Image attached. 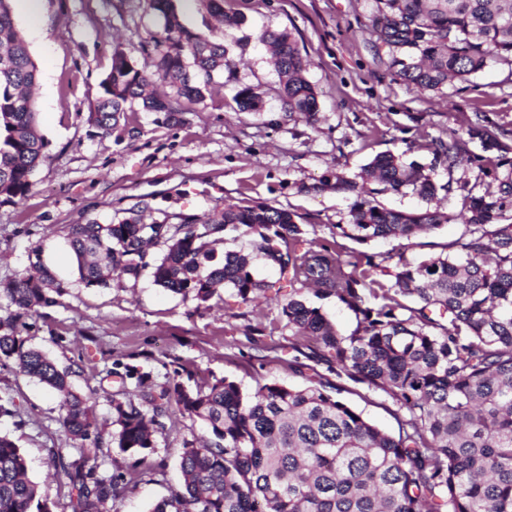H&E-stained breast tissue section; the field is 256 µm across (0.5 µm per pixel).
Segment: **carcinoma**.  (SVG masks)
<instances>
[{"label":"carcinoma","instance_id":"cac0c4a2","mask_svg":"<svg viewBox=\"0 0 512 512\" xmlns=\"http://www.w3.org/2000/svg\"><path fill=\"white\" fill-rule=\"evenodd\" d=\"M148 2L162 23L154 38L156 73L172 93L150 91V79L115 49L103 96L88 118L105 136L121 130L127 103L139 100L144 111L176 121L187 105L206 99L215 76L232 71L223 41L186 27L173 0ZM197 2L226 27L244 25L243 17L224 11V0ZM374 2L377 39L391 49L397 75L419 90L465 80L494 60L512 63V0ZM260 41L275 59L288 116L314 117L318 95L302 76L291 33L266 31ZM37 76L10 0H0V203L24 201L45 158L31 94ZM234 100L241 112L262 107L249 86L239 87ZM468 135L497 156L466 155L452 136L421 145L448 170L462 171L461 217L473 236L464 259L412 264L400 254L390 272L365 252L345 257L337 242L307 241L295 214L266 203L182 214L177 224H146L136 212L117 223L71 226L67 244L85 286L138 279L148 250L161 245L154 283L200 303L226 286L245 302L276 287L254 279L247 254L228 251L216 260L224 231L248 228L255 251L291 288L282 316L294 336L315 342L336 377L381 390L404 411L392 437L316 386L272 381L245 394L223 377L195 386L170 378L156 383L152 373L128 367L135 390L123 385L108 397L120 452L154 450L173 409L212 435L184 441L180 485L148 512H512V147L485 125L469 127ZM474 164L493 183L469 181ZM359 178L336 175V189L356 194L350 223L336 225L337 235L359 243L408 240L442 223L444 216L429 208L394 210L369 199L372 182L434 198L437 186L421 164L380 154ZM481 185L484 191L474 193ZM504 218L509 222L500 223ZM34 256L25 273L0 283V297L13 307L0 318V360H14L20 374L58 392L61 427L78 442L54 452L68 512H113L127 484L112 472L88 399L72 389L68 371L22 337L36 308L59 304L67 288L41 252ZM302 288L336 297L355 313L356 329L340 335L320 308L299 298ZM0 512H51L20 448L6 436H0Z\"/></svg>","mask_w":512,"mask_h":512}]
</instances>
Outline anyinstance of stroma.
Here are the masks:
<instances>
[{"mask_svg":"<svg viewBox=\"0 0 512 512\" xmlns=\"http://www.w3.org/2000/svg\"><path fill=\"white\" fill-rule=\"evenodd\" d=\"M175 5L185 26L223 37L235 66L216 77L206 101L189 105L178 121L165 122L140 102L129 104L119 138L102 136L88 115L103 95L114 50L145 74L156 71L152 38L162 23L145 0H41L37 33L14 8V23L38 69L34 99L46 159L22 204H0V281L24 273L34 251L66 248L71 225L117 222L139 208L152 222L227 203L264 202L296 213L307 239L331 238L337 225L348 223L355 196L327 185V178L355 177L386 152L428 167L439 190L426 202L377 183L374 199L396 210L436 209L449 219L408 240L361 244L346 238V252L374 255L388 268L399 252L411 262L464 255L470 237L459 219L460 174L421 145L452 135L467 154L481 155L468 127L483 120L505 131L512 145V64L494 62L468 81L420 91L391 68L389 49L372 29L373 0H224L226 12L244 15L239 28L224 27L196 0ZM284 29L292 32L307 63L304 77L318 93L319 110L310 122L283 110L278 74L259 41L263 31ZM243 84L261 97L263 111H239L234 95ZM67 284L59 305L28 318L23 336L69 370L73 387L93 405L104 445L129 481L118 512H147L176 486L184 440L203 433L200 424L172 413L146 464L131 468L113 448L105 398L129 366L151 372L158 382L170 377L191 385L214 375L251 393L273 380L307 385V377L294 371L302 365L316 370L325 386H340V399L370 423L392 435L399 431L403 413L384 392L337 377L297 344L281 314L284 296L261 293L244 302L225 287L200 304L156 286L148 269L119 288L88 287L72 275ZM0 404L16 411L0 417V435L24 454L40 499L52 512H63L66 480L54 473L53 452L72 442L58 422V394L2 360Z\"/></svg>","mask_w":512,"mask_h":512,"instance_id":"1","label":"stroma"}]
</instances>
